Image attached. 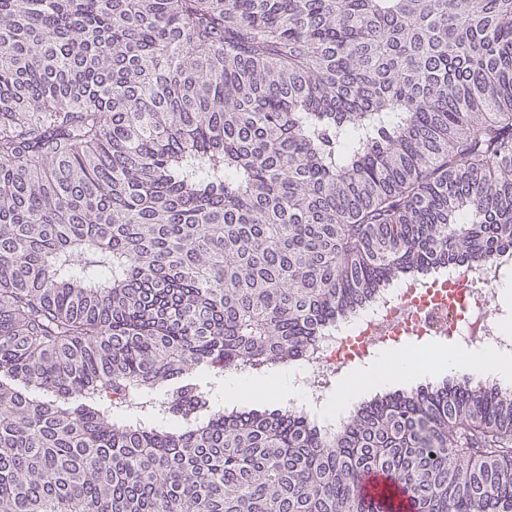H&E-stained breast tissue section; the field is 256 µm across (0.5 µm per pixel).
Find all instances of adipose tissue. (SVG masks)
I'll use <instances>...</instances> for the list:
<instances>
[{
    "label": "adipose tissue",
    "mask_w": 512,
    "mask_h": 512,
    "mask_svg": "<svg viewBox=\"0 0 512 512\" xmlns=\"http://www.w3.org/2000/svg\"><path fill=\"white\" fill-rule=\"evenodd\" d=\"M436 364L452 370L464 367L479 373L492 374L506 381L512 380V354L503 352L493 345L466 356L458 355L452 350L440 354ZM414 372L415 367L406 355L391 352L381 360L378 366L367 371L352 372L336 392L327 396L320 409V415L324 418L338 416L344 407L366 387L387 381L403 380Z\"/></svg>",
    "instance_id": "obj_1"
}]
</instances>
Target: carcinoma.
<instances>
[{
  "label": "carcinoma",
  "mask_w": 512,
  "mask_h": 512,
  "mask_svg": "<svg viewBox=\"0 0 512 512\" xmlns=\"http://www.w3.org/2000/svg\"><path fill=\"white\" fill-rule=\"evenodd\" d=\"M507 248L512 0H0V512H512V391L212 395Z\"/></svg>",
  "instance_id": "carcinoma-1"
}]
</instances>
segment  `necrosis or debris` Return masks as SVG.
<instances>
[{"mask_svg":"<svg viewBox=\"0 0 512 512\" xmlns=\"http://www.w3.org/2000/svg\"><path fill=\"white\" fill-rule=\"evenodd\" d=\"M512 274V251L479 264H460L423 278L393 284L350 319L337 322L298 363L303 398L296 407L317 412L328 378L345 365L363 362L385 345L410 337L449 336L462 348L494 345L512 353V336L500 331L496 287Z\"/></svg>","mask_w":512,"mask_h":512,"instance_id":"obj_1","label":"necrosis or debris"}]
</instances>
